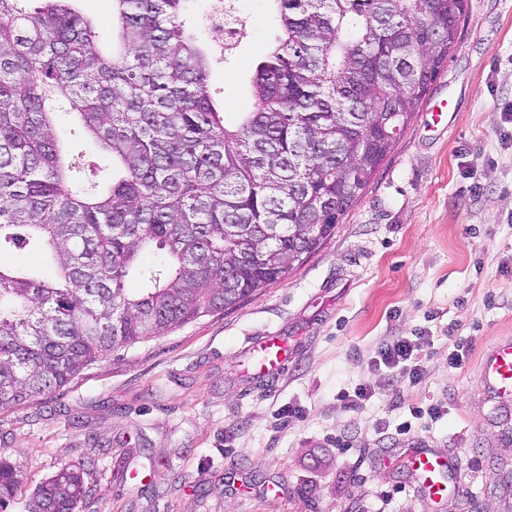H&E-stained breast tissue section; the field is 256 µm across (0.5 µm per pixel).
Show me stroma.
<instances>
[{
  "mask_svg": "<svg viewBox=\"0 0 512 512\" xmlns=\"http://www.w3.org/2000/svg\"><path fill=\"white\" fill-rule=\"evenodd\" d=\"M468 4L393 153L286 280L0 408V460L19 476L7 512H29L42 483L79 464L80 512H512V436L476 375L482 348L512 336V0ZM238 6L252 25L209 80L229 116L275 35L269 0ZM274 333L288 361L261 379L252 344ZM395 336L424 339L418 384L389 386L375 365ZM362 384L372 398L350 407ZM436 402L447 415L414 440L379 432ZM290 405L303 415L282 417ZM415 442L459 463L442 500L401 463Z\"/></svg>",
  "mask_w": 512,
  "mask_h": 512,
  "instance_id": "stroma-1",
  "label": "stroma"
}]
</instances>
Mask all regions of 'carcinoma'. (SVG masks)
Listing matches in <instances>:
<instances>
[{
    "label": "carcinoma",
    "mask_w": 512,
    "mask_h": 512,
    "mask_svg": "<svg viewBox=\"0 0 512 512\" xmlns=\"http://www.w3.org/2000/svg\"><path fill=\"white\" fill-rule=\"evenodd\" d=\"M28 2L0 0V247L43 251L55 275L0 268L1 407L288 278L335 231L323 216L344 215L390 156L468 9L270 0L274 43L229 127L190 0H112L105 46L79 0ZM85 135L105 163L66 160ZM17 486L1 461V510ZM85 494L83 471L63 468L34 512H79Z\"/></svg>",
    "instance_id": "1"
}]
</instances>
